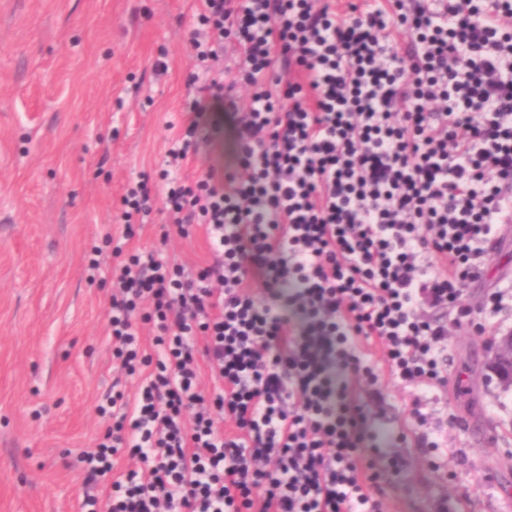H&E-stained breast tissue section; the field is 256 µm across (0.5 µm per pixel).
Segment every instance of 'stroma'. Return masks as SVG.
Here are the masks:
<instances>
[{"label":"stroma","mask_w":512,"mask_h":512,"mask_svg":"<svg viewBox=\"0 0 512 512\" xmlns=\"http://www.w3.org/2000/svg\"><path fill=\"white\" fill-rule=\"evenodd\" d=\"M196 25L195 0H0V512L82 510L80 454L116 376L106 292L82 256L186 117ZM492 284V334L453 333L448 385L425 401L439 450L383 448L379 466L403 461L389 512H512V389L487 370L512 332V226L472 301Z\"/></svg>","instance_id":"obj_1"}]
</instances>
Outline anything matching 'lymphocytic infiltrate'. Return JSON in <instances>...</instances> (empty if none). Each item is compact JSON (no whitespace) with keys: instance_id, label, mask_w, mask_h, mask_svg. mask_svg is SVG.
<instances>
[{"instance_id":"lymphocytic-infiltrate-1","label":"lymphocytic infiltrate","mask_w":512,"mask_h":512,"mask_svg":"<svg viewBox=\"0 0 512 512\" xmlns=\"http://www.w3.org/2000/svg\"><path fill=\"white\" fill-rule=\"evenodd\" d=\"M198 22L210 81L122 196L111 263L86 257L119 374L83 512H386L380 382L419 431L449 327L500 311L468 288L512 223V0H200ZM158 202L157 245L130 248ZM197 226L208 260L171 262Z\"/></svg>"}]
</instances>
